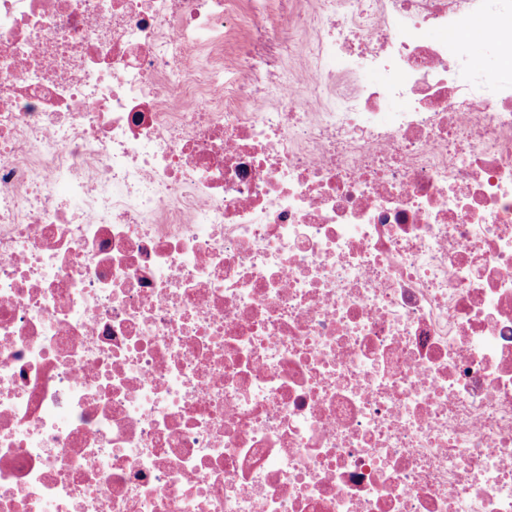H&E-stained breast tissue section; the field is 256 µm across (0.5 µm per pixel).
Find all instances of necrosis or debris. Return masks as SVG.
Wrapping results in <instances>:
<instances>
[{
  "label": "necrosis or debris",
  "mask_w": 512,
  "mask_h": 512,
  "mask_svg": "<svg viewBox=\"0 0 512 512\" xmlns=\"http://www.w3.org/2000/svg\"><path fill=\"white\" fill-rule=\"evenodd\" d=\"M479 25L512 8L0 0V512H512Z\"/></svg>",
  "instance_id": "4bbe7bcc"
}]
</instances>
